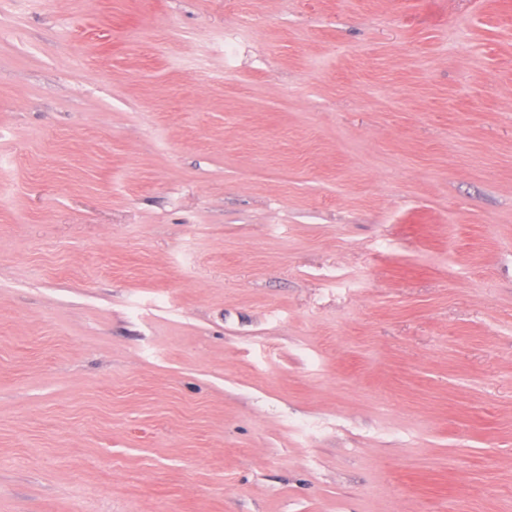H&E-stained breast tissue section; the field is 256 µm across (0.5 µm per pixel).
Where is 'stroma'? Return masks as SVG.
I'll use <instances>...</instances> for the list:
<instances>
[{
  "label": "stroma",
  "instance_id": "1",
  "mask_svg": "<svg viewBox=\"0 0 512 512\" xmlns=\"http://www.w3.org/2000/svg\"><path fill=\"white\" fill-rule=\"evenodd\" d=\"M0 512H512V0H0Z\"/></svg>",
  "mask_w": 512,
  "mask_h": 512
}]
</instances>
